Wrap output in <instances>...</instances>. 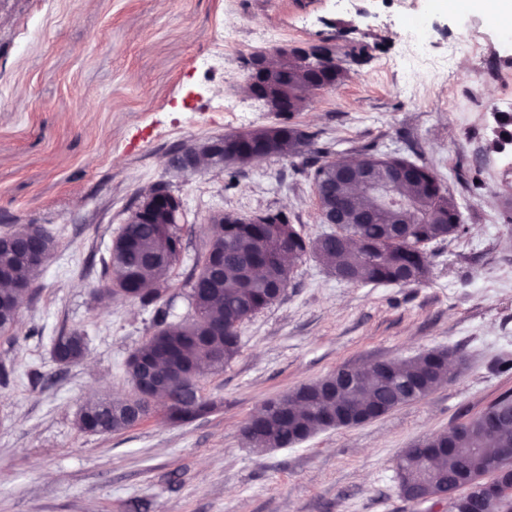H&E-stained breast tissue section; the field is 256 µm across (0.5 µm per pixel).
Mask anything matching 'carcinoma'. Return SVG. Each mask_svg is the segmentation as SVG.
Returning a JSON list of instances; mask_svg holds the SVG:
<instances>
[{
    "label": "carcinoma",
    "mask_w": 512,
    "mask_h": 512,
    "mask_svg": "<svg viewBox=\"0 0 512 512\" xmlns=\"http://www.w3.org/2000/svg\"><path fill=\"white\" fill-rule=\"evenodd\" d=\"M348 77L341 64L316 72L290 57L282 59L266 79L271 92L288 94V108L301 111L304 91L318 85L334 88ZM276 139L289 161L301 157L311 144L312 135L296 125L282 123L224 134V145L235 153V162L246 165L265 151L266 143ZM396 161L369 153L357 161L356 176L362 168L379 170ZM335 162L318 165L312 180L317 188L336 186L346 195L350 188L337 184ZM401 194L412 198L414 207L384 204L365 194L358 197L357 212L370 217L366 224H342L331 232L306 239L290 224L288 215L276 213L270 224H211L204 251L197 255L185 278L182 297L187 312L181 320L168 321L174 297L171 273L182 254V238L177 224L160 218L158 224H125L113 239L109 259L104 262V278L98 288L102 296L116 301H133L153 310L155 330L128 358L127 375L136 390L124 401L103 398L85 405L78 417L79 430L90 434H110L135 425L150 414L152 401L137 393L141 373L139 363H153L158 386L153 395L175 424L192 422L212 411L214 402L202 392L204 370L220 372L238 354L240 326L273 304L270 289L288 288L292 266L285 259L313 254L329 270L341 269L346 283L411 285L429 274L424 246L444 240L460 231L459 211L438 174L427 164L416 165L414 179ZM20 236H34L52 254L54 245L38 224L17 230ZM356 237L363 248L351 249L344 242ZM24 255L0 251V334L11 331L19 317V298L40 275ZM87 348L86 334L80 330L62 333L52 343V357L70 364ZM390 370L397 381L388 382L376 368L362 369L353 375L341 394L342 400L356 409H370L401 394L402 386L425 383L429 390L447 378L448 350L434 348L396 361ZM335 377L328 374L305 383L271 401L273 408L264 418L247 419L241 432L252 435L251 445L258 451L288 448L296 440L309 438L322 429L317 415L330 407L318 397H303V389L319 386ZM488 411L499 417L497 428L483 433L475 426L458 425L448 435H437L433 442L448 444V454L430 458L417 447L407 448L396 463L399 491L418 487L435 495L446 491L445 474H479L487 461L501 448H512V396L504 395Z\"/></svg>",
    "instance_id": "obj_1"
}]
</instances>
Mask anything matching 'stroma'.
<instances>
[{
	"instance_id": "obj_1",
	"label": "stroma",
	"mask_w": 512,
	"mask_h": 512,
	"mask_svg": "<svg viewBox=\"0 0 512 512\" xmlns=\"http://www.w3.org/2000/svg\"><path fill=\"white\" fill-rule=\"evenodd\" d=\"M420 12L430 38L419 50L407 33ZM461 33L481 56L451 52ZM326 39L348 77L301 112L243 93L251 52ZM362 43L367 53L352 56ZM507 99L512 42L488 14L431 0H0V233L38 224L55 243L0 336V512H446L400 496L395 462L512 394V153L492 146ZM289 120L314 136L297 164L188 179L166 168L182 142ZM370 151L429 164L458 205L464 230L427 245L423 282L348 285L305 255L287 292L241 326L235 359L204 376L212 412L79 430L88 402L131 395L125 363L153 332L152 311L95 293L153 184L183 202L179 285L215 215L282 211L320 235L311 170ZM64 329L87 333L81 361L53 360ZM437 347L465 367L379 419L263 453L241 435L297 386Z\"/></svg>"
}]
</instances>
